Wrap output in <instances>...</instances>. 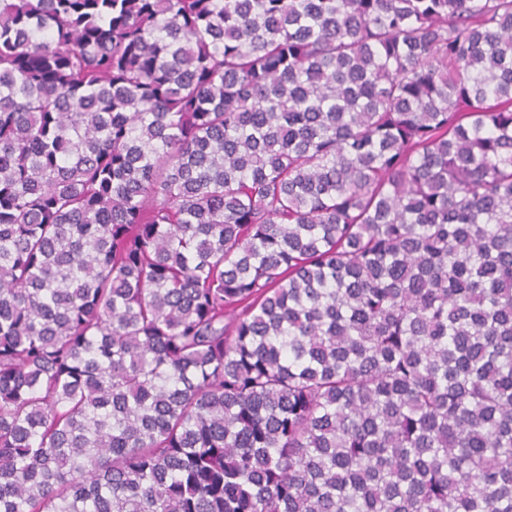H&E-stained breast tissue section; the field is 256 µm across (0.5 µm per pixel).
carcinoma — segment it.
<instances>
[{
  "label": "carcinoma",
  "mask_w": 512,
  "mask_h": 512,
  "mask_svg": "<svg viewBox=\"0 0 512 512\" xmlns=\"http://www.w3.org/2000/svg\"><path fill=\"white\" fill-rule=\"evenodd\" d=\"M0 512H512V0H0Z\"/></svg>",
  "instance_id": "carcinoma-1"
}]
</instances>
